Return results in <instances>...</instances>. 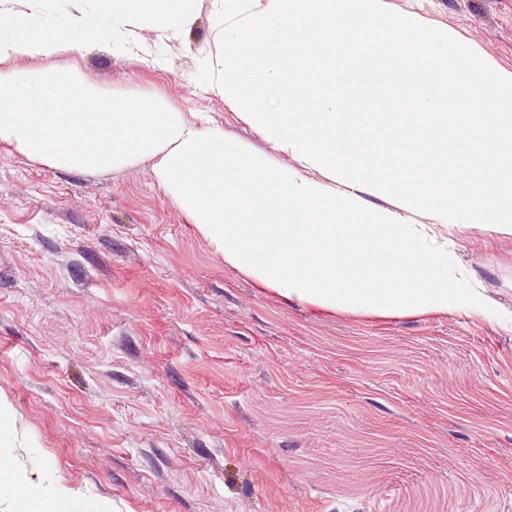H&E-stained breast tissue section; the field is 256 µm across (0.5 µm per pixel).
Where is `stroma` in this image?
<instances>
[{"label":"stroma","mask_w":512,"mask_h":512,"mask_svg":"<svg viewBox=\"0 0 512 512\" xmlns=\"http://www.w3.org/2000/svg\"><path fill=\"white\" fill-rule=\"evenodd\" d=\"M512 77V0H379ZM146 67L45 60L262 135L189 75L201 14ZM485 308L366 317L287 303L225 264L150 163L74 174L0 142V397L31 482L107 512H512V236L454 230Z\"/></svg>","instance_id":"35a3bbf8"}]
</instances>
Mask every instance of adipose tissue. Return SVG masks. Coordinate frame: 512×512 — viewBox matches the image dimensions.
Returning <instances> with one entry per match:
<instances>
[{
  "instance_id": "adipose-tissue-1",
  "label": "adipose tissue",
  "mask_w": 512,
  "mask_h": 512,
  "mask_svg": "<svg viewBox=\"0 0 512 512\" xmlns=\"http://www.w3.org/2000/svg\"><path fill=\"white\" fill-rule=\"evenodd\" d=\"M0 0V141L29 160L76 173L150 162L157 184L225 263L292 304L363 315L483 307L482 288L454 263L426 211L449 226L512 235V107L467 66L447 35L412 37L352 0ZM207 10L215 54L198 76L259 130L251 153L204 112L164 101L101 98L74 70L41 67L108 44L156 62L139 32L179 40ZM422 68L397 79L395 112H347L364 95V63ZM292 158L282 165L273 153ZM390 205L366 208L363 193ZM0 491L21 512H104L67 484L26 481L0 451Z\"/></svg>"
}]
</instances>
